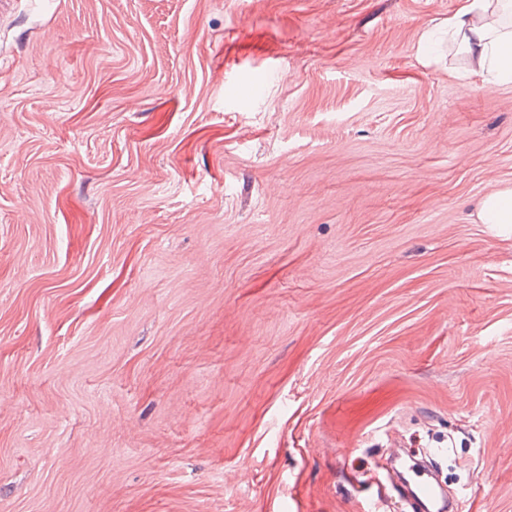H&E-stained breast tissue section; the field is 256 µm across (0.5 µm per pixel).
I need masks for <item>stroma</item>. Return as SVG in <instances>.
<instances>
[{"label": "stroma", "mask_w": 512, "mask_h": 512, "mask_svg": "<svg viewBox=\"0 0 512 512\" xmlns=\"http://www.w3.org/2000/svg\"><path fill=\"white\" fill-rule=\"evenodd\" d=\"M464 0H11L0 512H512V82ZM448 19V34L458 41L488 83L512 82V24L502 23L511 0H466ZM481 219L486 224H512V191L488 197L482 205ZM399 474L406 491L412 493L420 502L421 512H443L446 510V498L436 487L433 473L430 470L411 467L408 470V477L405 476V473L399 472Z\"/></svg>", "instance_id": "1"}]
</instances>
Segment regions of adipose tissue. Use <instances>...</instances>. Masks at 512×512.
Masks as SVG:
<instances>
[{"mask_svg":"<svg viewBox=\"0 0 512 512\" xmlns=\"http://www.w3.org/2000/svg\"><path fill=\"white\" fill-rule=\"evenodd\" d=\"M512 0H467L448 20V32L473 59L483 81L512 82V26L502 16Z\"/></svg>","mask_w":512,"mask_h":512,"instance_id":"ef3b65f1","label":"adipose tissue"}]
</instances>
